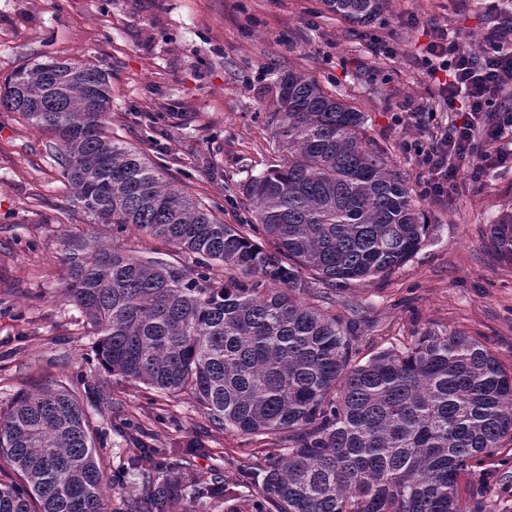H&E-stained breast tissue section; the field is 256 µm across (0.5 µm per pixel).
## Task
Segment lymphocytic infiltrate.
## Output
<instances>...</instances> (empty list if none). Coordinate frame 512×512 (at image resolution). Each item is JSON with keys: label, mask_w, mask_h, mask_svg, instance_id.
<instances>
[{"label": "lymphocytic infiltrate", "mask_w": 512, "mask_h": 512, "mask_svg": "<svg viewBox=\"0 0 512 512\" xmlns=\"http://www.w3.org/2000/svg\"><path fill=\"white\" fill-rule=\"evenodd\" d=\"M490 41V48L473 52L450 41L447 30L440 28L425 48L429 56L449 59L452 67L449 81L438 87L440 98L450 104L461 98L467 105L461 121L439 127L430 143L413 146L428 172L424 193L433 199L447 194L449 181L459 172L451 159L469 150L481 123L490 125L497 162L512 160V148L499 144L501 138L512 137V20L498 24Z\"/></svg>", "instance_id": "f902f5d3"}]
</instances>
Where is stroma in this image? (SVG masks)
I'll list each match as a JSON object with an SVG mask.
<instances>
[{"label": "stroma", "instance_id": "1", "mask_svg": "<svg viewBox=\"0 0 512 512\" xmlns=\"http://www.w3.org/2000/svg\"><path fill=\"white\" fill-rule=\"evenodd\" d=\"M512 0H392L375 23L353 29L324 0H0V81L48 58L102 70L112 87L110 131L162 163L167 177L228 224L251 217L241 184L282 161L267 123L273 71L314 78L365 115L373 151L423 186L428 174L406 142L460 119L438 97L447 71L429 76L424 48L434 28L472 51ZM50 135L0 110V409L56 382L78 392L99 430L107 473L126 492L130 424L157 431L163 447L202 444L188 477L221 466L234 479L248 439L212 429L191 394L169 396L124 379L111 404L84 391L96 342L63 299L65 238L90 225L73 206ZM477 133L447 196L423 198L430 226L421 249L387 278L337 287V305L359 311L364 344L386 347L427 329L462 330L512 365V265L498 259L489 226L512 213V164L475 172L489 151ZM478 479L490 512H512V461L492 458Z\"/></svg>", "mask_w": 512, "mask_h": 512}]
</instances>
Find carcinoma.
<instances>
[{
    "label": "carcinoma",
    "mask_w": 512,
    "mask_h": 512,
    "mask_svg": "<svg viewBox=\"0 0 512 512\" xmlns=\"http://www.w3.org/2000/svg\"><path fill=\"white\" fill-rule=\"evenodd\" d=\"M390 0H326L365 27ZM269 119L284 160L245 182L251 224H226L164 169L108 131L111 89L98 69L48 59L16 68L0 107L51 135L75 207L91 224L67 239L63 298L97 336L88 385L112 400L111 377L167 394L191 392L212 428L261 441L246 456L228 512H489L466 483L512 442V371L478 338L425 330L365 358L356 317L327 291L392 274L429 233L421 200L387 156L369 149L363 113L292 70L276 74ZM135 231L186 254L188 267L131 253ZM489 241L512 265V214ZM224 267V279L212 276ZM98 430L63 384L0 411V512H105L118 483L98 461ZM142 490L126 512H194L181 453L135 439ZM213 469L197 494L221 498Z\"/></svg>",
    "instance_id": "1"
}]
</instances>
